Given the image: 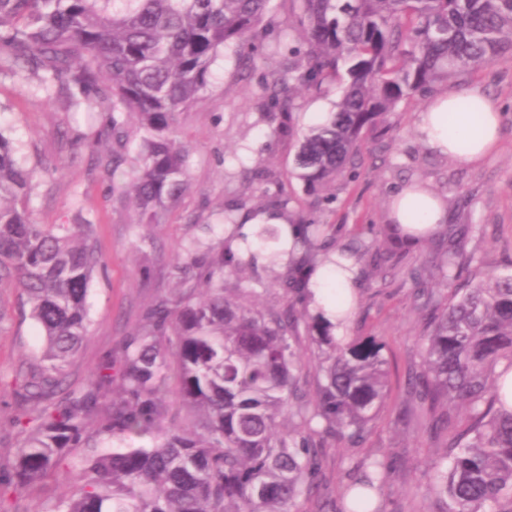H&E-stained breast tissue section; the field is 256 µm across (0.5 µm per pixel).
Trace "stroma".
<instances>
[{"label":"stroma","mask_w":512,"mask_h":512,"mask_svg":"<svg viewBox=\"0 0 512 512\" xmlns=\"http://www.w3.org/2000/svg\"><path fill=\"white\" fill-rule=\"evenodd\" d=\"M300 12L299 0H273L270 34L262 46L223 52L211 65L205 90L178 116V136L191 147L190 187L160 224L142 223L134 201L113 194L112 169L102 161L112 150L111 139H102L98 155L87 149L104 116L68 107L59 98L47 99L35 76L0 74V132L37 173L31 202L34 220L94 225L96 246L106 264L90 285V331L70 368V384L82 382L104 355H120L126 336L146 310L175 288L170 271L177 250L222 229L224 207L243 191L249 169L266 166L284 176L292 168L294 148L268 135L260 79L295 45L288 20ZM459 85L480 88L496 102L502 114L498 151L471 165L431 154L415 133L424 100L403 102L385 139L368 142L373 151L387 144L386 163L365 160L356 177L337 183L328 223L349 230L357 224L384 223L393 187L408 178L419 179L447 198L449 223L485 225L482 237L466 239L465 254L483 258L491 268L512 266V59L472 70ZM142 235L154 244L139 252L134 243ZM1 296L8 307L7 318L0 322V372L6 374L37 359L43 338L17 292L9 288ZM361 300L366 316L354 323L351 333H374L387 341L392 392L365 444L327 449L321 472L324 495L335 499L352 462L367 456L393 457L400 469L390 487L389 512H436L427 493L428 465L440 450L428 430L406 431L394 424L406 373L420 360L423 315L414 308L407 285L393 284L380 295L365 289ZM83 454V449H71L56 478L40 491L19 496L18 512H44L79 474Z\"/></svg>","instance_id":"obj_1"}]
</instances>
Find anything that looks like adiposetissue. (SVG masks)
<instances>
[{"instance_id":"adipose-tissue-1","label":"adipose tissue","mask_w":512,"mask_h":512,"mask_svg":"<svg viewBox=\"0 0 512 512\" xmlns=\"http://www.w3.org/2000/svg\"><path fill=\"white\" fill-rule=\"evenodd\" d=\"M467 102L469 111L457 112L459 102ZM456 123H449L450 113ZM480 116L481 128H473V116ZM501 114L496 103L479 90L460 92L445 89L435 94L420 112L415 131L418 138L438 154L462 163H476L491 155L500 139ZM390 215L403 224L436 229L445 223L448 212L441 197L428 189L407 187L391 201Z\"/></svg>"}]
</instances>
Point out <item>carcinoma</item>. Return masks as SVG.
<instances>
[{"label": "carcinoma", "instance_id": "1", "mask_svg": "<svg viewBox=\"0 0 512 512\" xmlns=\"http://www.w3.org/2000/svg\"><path fill=\"white\" fill-rule=\"evenodd\" d=\"M270 0H0V61L43 74L70 105L107 113L112 162L141 133L137 166L112 191L133 196L148 224L188 189L189 148L178 114L205 88L226 48L266 32ZM299 45L263 75L269 135L296 147L289 179L311 207L336 198L356 172L368 138L385 131L400 102L512 55V0H302ZM336 91L334 111L302 129L295 100ZM35 171L0 132V289L17 288L40 328V357L10 374L0 393L13 408L16 453L0 468V505L36 491L90 440L126 443L92 451L70 493L49 512H328L318 477L326 449L364 443L388 394L381 336L336 337L310 308L311 277L336 282L352 258L366 279L414 286L429 312L420 362L408 372L402 422L426 428L443 449L427 491L440 512H512V406L502 394L512 366V270L482 269L456 241L479 224H444L429 237L391 219L360 224L350 243L290 208L280 176L255 170L263 202L224 209L232 231L175 256L180 287L161 297L126 341L121 368L100 361L78 386L69 368L89 331L87 294L103 261L87 224H38L30 203ZM264 215L286 221L293 249L253 236L267 264L257 271L241 233ZM480 272L459 282L460 269ZM314 373L308 397L304 384ZM149 437L152 446L135 442ZM394 463L350 467L337 512H387Z\"/></svg>", "mask_w": 512, "mask_h": 512}]
</instances>
